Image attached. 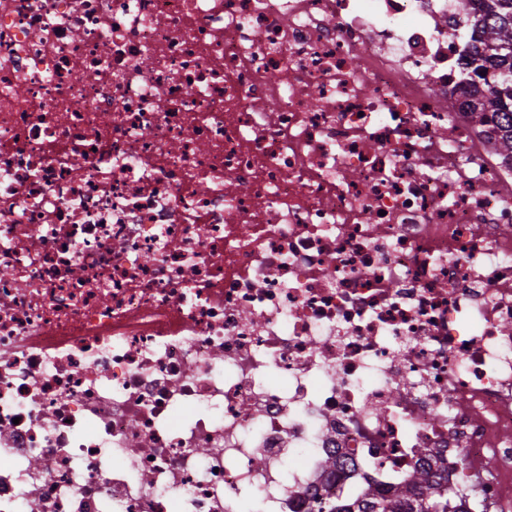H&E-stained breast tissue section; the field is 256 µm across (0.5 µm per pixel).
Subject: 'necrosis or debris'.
Returning a JSON list of instances; mask_svg holds the SVG:
<instances>
[{
  "label": "necrosis or debris",
  "mask_w": 512,
  "mask_h": 512,
  "mask_svg": "<svg viewBox=\"0 0 512 512\" xmlns=\"http://www.w3.org/2000/svg\"><path fill=\"white\" fill-rule=\"evenodd\" d=\"M473 45L456 0H0V512H312L428 464L512 512Z\"/></svg>",
  "instance_id": "necrosis-or-debris-1"
}]
</instances>
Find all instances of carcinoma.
<instances>
[{
    "mask_svg": "<svg viewBox=\"0 0 512 512\" xmlns=\"http://www.w3.org/2000/svg\"><path fill=\"white\" fill-rule=\"evenodd\" d=\"M474 27L483 49L467 62L473 75L472 119L479 124L496 119L499 149L512 157V0H480ZM432 477L423 468L386 496L363 493L349 504L321 505L318 512H470L467 493L446 499L432 489Z\"/></svg>",
    "mask_w": 512,
    "mask_h": 512,
    "instance_id": "obj_1",
    "label": "carcinoma"
}]
</instances>
